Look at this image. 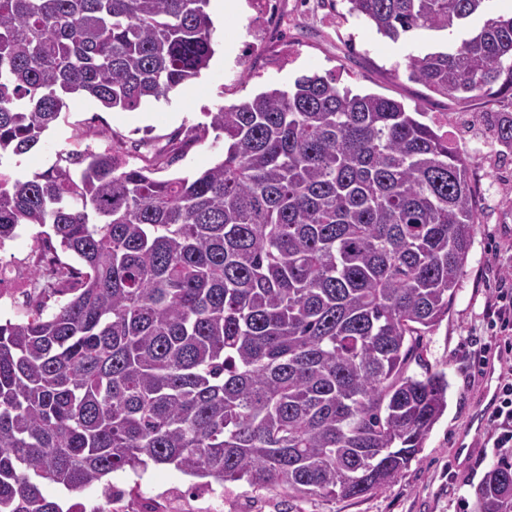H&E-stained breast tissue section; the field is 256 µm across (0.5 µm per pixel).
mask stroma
Instances as JSON below:
<instances>
[{"mask_svg":"<svg viewBox=\"0 0 512 512\" xmlns=\"http://www.w3.org/2000/svg\"><path fill=\"white\" fill-rule=\"evenodd\" d=\"M224 15V35L215 38V55L201 76L133 111L105 110L90 98L71 102L42 146L14 157L12 166L29 173L46 169L57 151L73 148L87 129L111 131L96 138V150L118 151L129 164L143 165L146 155L179 145L184 155L157 171L160 179L191 176L216 163L223 141L204 132L207 113L250 100L269 88L291 87L302 75L319 73L365 93L384 95L424 112L441 125L449 143L472 159L479 222L466 272L440 326L422 339L425 364L448 375V409L432 428L418 461L386 489L356 499L317 496L295 501L296 512H470L469 502L488 467L512 459L511 448L493 447L491 428L479 425L488 385L480 355L489 340L484 306L504 267L496 252H512V158L493 146L483 101L457 104L409 80L410 56L460 42L464 31L418 30L390 40L348 15L346 0H281L287 27L251 0ZM262 39L263 51L249 49ZM108 482L150 497L157 512H171L180 499L184 512H279L281 488L257 489L241 481L221 485L185 474L171 465L148 464L138 472H115Z\"/></svg>","mask_w":512,"mask_h":512,"instance_id":"35a3bbf8","label":"stroma"}]
</instances>
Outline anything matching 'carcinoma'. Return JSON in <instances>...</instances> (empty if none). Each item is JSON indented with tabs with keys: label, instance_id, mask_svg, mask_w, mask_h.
I'll return each instance as SVG.
<instances>
[{
	"label": "carcinoma",
	"instance_id": "cac0c4a2",
	"mask_svg": "<svg viewBox=\"0 0 512 512\" xmlns=\"http://www.w3.org/2000/svg\"><path fill=\"white\" fill-rule=\"evenodd\" d=\"M209 0H0V239L46 228L67 299L0 323V512L62 510L118 470L173 465L292 501L385 489L448 408L421 338L448 316L478 212L472 161L424 113L302 75L207 113L224 154L131 167L110 150L55 153L30 176L75 96L133 111L214 55ZM383 37L482 26L411 56L408 78L467 103L512 95V16L489 0H346ZM493 142L512 153V112ZM473 512H512V462Z\"/></svg>",
	"mask_w": 512,
	"mask_h": 512
}]
</instances>
